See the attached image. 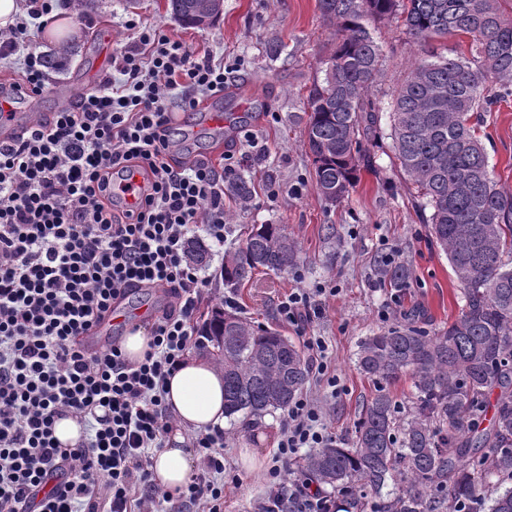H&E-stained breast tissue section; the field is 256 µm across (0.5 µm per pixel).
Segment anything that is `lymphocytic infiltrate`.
Returning a JSON list of instances; mask_svg holds the SVG:
<instances>
[{
  "label": "lymphocytic infiltrate",
  "instance_id": "1",
  "mask_svg": "<svg viewBox=\"0 0 512 512\" xmlns=\"http://www.w3.org/2000/svg\"><path fill=\"white\" fill-rule=\"evenodd\" d=\"M29 23L0 33V60L24 59L16 98L47 87L46 54L35 37L55 0H28ZM105 79L23 135L0 141V512H155L152 450L169 430L164 394L190 344L209 281L184 260L195 227L224 244V184L231 153L216 166L170 152L172 112L197 93L223 94V65L159 30L139 32L114 55ZM143 171L140 202L115 191ZM137 288L171 302L150 327L149 349L129 361L120 340L89 353L77 339ZM71 417L87 438L66 448L57 420ZM330 436L310 396L289 406L276 460L320 448ZM201 470L167 512L186 504L224 512V431L191 439ZM55 490H48V483ZM335 498L309 481L270 480L259 512H336Z\"/></svg>",
  "mask_w": 512,
  "mask_h": 512
}]
</instances>
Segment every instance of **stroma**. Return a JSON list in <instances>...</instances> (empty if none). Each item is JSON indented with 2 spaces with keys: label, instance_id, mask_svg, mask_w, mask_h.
Wrapping results in <instances>:
<instances>
[{
  "label": "stroma",
  "instance_id": "1",
  "mask_svg": "<svg viewBox=\"0 0 512 512\" xmlns=\"http://www.w3.org/2000/svg\"><path fill=\"white\" fill-rule=\"evenodd\" d=\"M64 11L76 29L65 41L71 51L49 70L46 92L24 100V116H47L62 106L63 95L76 93L83 75L99 63L102 37H109L114 49L130 45L131 19L223 63L228 94L221 136L199 133L198 111L182 113L181 118L183 130L191 134L185 153L209 159L216 146H223L233 152L237 175L253 190V200L245 207L232 197L224 199L225 251L237 248L255 224L287 225L301 251L293 272L259 271L237 287L217 279L224 256L212 254L202 269L211 280V292L195 321L203 323L208 307L219 297L231 296L239 315L297 343V327L278 311L284 295L293 288L313 294L321 288L335 289V296L323 299V314L308 330L327 339L342 391L330 396L311 380L304 392L323 402L332 436L350 439L377 389L357 365L360 341L395 326L415 324L431 333L445 330L462 306L448 258L434 245L419 200L395 165L388 134L391 93L411 66L428 49L451 58L469 54L468 39L436 38L424 46L405 34L401 19L373 25L384 69L381 85L371 94L381 116L382 137L374 149L377 171L361 172L348 198L332 204L312 187L313 169L304 145L306 97L313 83L323 79L320 59L335 40L318 0H224L223 12L206 28L179 24L166 0H138L133 8L127 0H92L87 7L65 0ZM249 131L257 136L256 147L244 144ZM479 134L492 178L499 188L512 192V97L487 114ZM388 258L409 265L412 275L406 289L398 291L377 281L375 268ZM283 419V412L277 411L259 419L239 415L225 422L224 512H257Z\"/></svg>",
  "mask_w": 512,
  "mask_h": 512
}]
</instances>
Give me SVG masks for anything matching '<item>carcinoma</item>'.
Returning <instances> with one entry per match:
<instances>
[{
	"label": "carcinoma",
	"mask_w": 512,
	"mask_h": 512,
	"mask_svg": "<svg viewBox=\"0 0 512 512\" xmlns=\"http://www.w3.org/2000/svg\"><path fill=\"white\" fill-rule=\"evenodd\" d=\"M504 0H319L336 28L323 81L306 100L305 145L313 186L325 201L348 197L374 169L379 115L371 90L383 80L373 23L398 13L406 34L426 42L466 36L473 59L437 53L418 61L392 92L390 133L400 171L420 198L432 241L448 256L461 287L459 315L431 334L392 327L361 341L357 362L388 384L411 377L407 413L380 388L364 407L353 438L317 448L301 470L344 491L355 512H512V193L497 187L477 123L512 95V21ZM217 0H168L187 28L213 24ZM499 93L485 94L488 83ZM300 246L284 224H258L224 253L221 276L238 286L260 270H294ZM191 263L210 261L197 237ZM401 290L411 270L378 268ZM199 349L224 369V412L285 411L309 377L303 350L278 330L256 326L219 304L201 329ZM499 389L489 426L487 392Z\"/></svg>",
	"instance_id": "cac0c4a2"
}]
</instances>
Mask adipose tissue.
I'll use <instances>...</instances> for the list:
<instances>
[{"label":"adipose tissue","instance_id":"adipose-tissue-1","mask_svg":"<svg viewBox=\"0 0 512 512\" xmlns=\"http://www.w3.org/2000/svg\"><path fill=\"white\" fill-rule=\"evenodd\" d=\"M165 403L176 426L154 457L153 483L170 494L181 493L193 476V456L186 446L188 432L223 426L224 372L206 358L188 355L169 378Z\"/></svg>","mask_w":512,"mask_h":512}]
</instances>
